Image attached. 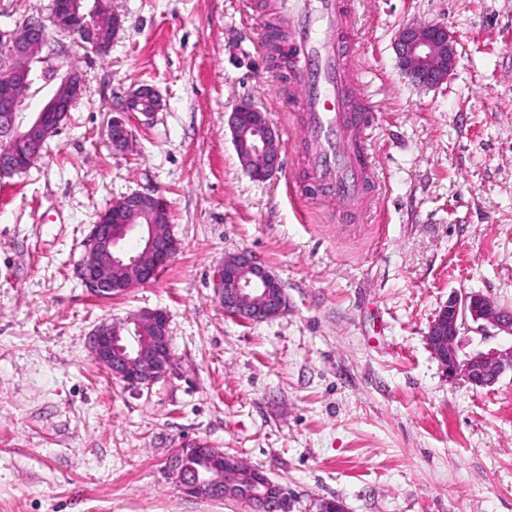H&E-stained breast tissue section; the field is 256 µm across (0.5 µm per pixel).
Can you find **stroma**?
I'll use <instances>...</instances> for the list:
<instances>
[{"mask_svg": "<svg viewBox=\"0 0 512 512\" xmlns=\"http://www.w3.org/2000/svg\"><path fill=\"white\" fill-rule=\"evenodd\" d=\"M352 2L381 181L361 219L289 198L300 167L258 180L239 163L228 119L246 98L283 155L306 149L262 44L269 0H112L110 53L73 46L81 98L35 164L0 178V512H253L167 478L192 441L281 484L288 512H512V374L450 378L426 343L450 297L512 310V0ZM428 21L460 40L436 87L410 82L393 45ZM142 84L164 108L132 114L115 150L107 125ZM133 192L167 200L178 250L152 282L94 296L90 230ZM242 251L282 283L280 316L225 315L215 275ZM152 310L173 368L132 387L88 341Z\"/></svg>", "mask_w": 512, "mask_h": 512, "instance_id": "1", "label": "stroma"}]
</instances>
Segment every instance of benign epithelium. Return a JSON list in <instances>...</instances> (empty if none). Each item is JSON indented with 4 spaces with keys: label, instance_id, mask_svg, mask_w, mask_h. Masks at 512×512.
Returning a JSON list of instances; mask_svg holds the SVG:
<instances>
[{
    "label": "benign epithelium",
    "instance_id": "benign-epithelium-1",
    "mask_svg": "<svg viewBox=\"0 0 512 512\" xmlns=\"http://www.w3.org/2000/svg\"><path fill=\"white\" fill-rule=\"evenodd\" d=\"M81 0H67V13L51 12L46 19L30 18L13 30L0 31V43L7 57L0 61V175H11L31 167L41 155L47 140L61 126V116L83 92L82 73L57 68L52 74L37 77L44 61L35 57L47 50L61 59L70 56L66 39L78 31L75 24L84 17ZM395 51L401 72L412 82L438 86L452 76L458 58L459 39L438 22L410 23L398 30ZM18 59L25 66L15 65ZM45 95L35 108L26 103L29 91ZM146 99L161 102L158 91L147 84L132 90L124 112L112 117L109 135L112 145H124L131 138L125 116L138 112L146 119L161 111L142 107ZM233 145L243 169L267 175L280 166L277 131L263 119L262 110L252 101H240L229 117ZM143 209L166 211L167 201L153 194L134 192L111 207L112 219L93 225L83 259V279L95 295L115 294L112 271L121 270L130 287L154 279L174 256L170 236L163 234L152 220L130 224L128 215ZM218 296L224 314L242 322H263L281 315L288 299L277 277L247 252L224 259L216 274ZM484 331L493 328L512 337V311L499 307L479 293L454 296L435 317L426 336L427 345L448 371V376L478 387L495 385L500 377L512 373V343L488 352H477L462 359L457 339L467 320ZM131 323L133 328L101 323L89 340L93 359L106 367L112 377L130 386L151 385L165 378L173 364L166 313L142 312ZM207 462L199 469L188 458ZM167 474L184 494L196 498L231 497L250 503L256 512H280L284 489L266 480L259 469L224 454L206 442L188 443L175 450L167 464Z\"/></svg>",
    "mask_w": 512,
    "mask_h": 512
}]
</instances>
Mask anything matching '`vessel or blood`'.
Listing matches in <instances>:
<instances>
[{
  "instance_id": "obj_1",
  "label": "vessel or blood",
  "mask_w": 512,
  "mask_h": 512,
  "mask_svg": "<svg viewBox=\"0 0 512 512\" xmlns=\"http://www.w3.org/2000/svg\"><path fill=\"white\" fill-rule=\"evenodd\" d=\"M270 22L288 32L293 55L292 103L302 112L300 135L306 195L324 194L344 214L363 216L377 191L366 133L371 112L359 98L353 70L362 46L348 0H273Z\"/></svg>"
}]
</instances>
